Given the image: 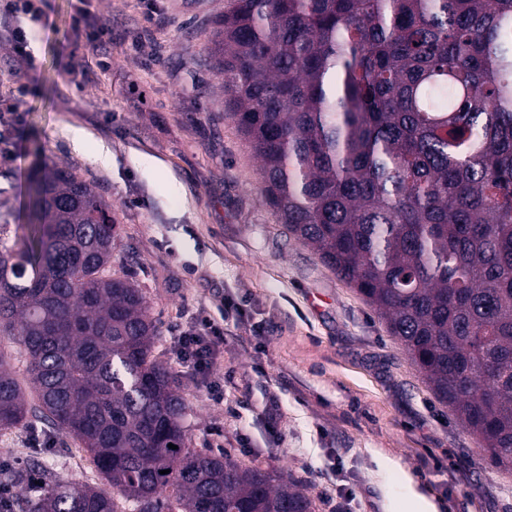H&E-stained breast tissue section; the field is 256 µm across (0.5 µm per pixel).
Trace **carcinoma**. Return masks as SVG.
Returning a JSON list of instances; mask_svg holds the SVG:
<instances>
[{
    "label": "carcinoma",
    "instance_id": "carcinoma-1",
    "mask_svg": "<svg viewBox=\"0 0 512 512\" xmlns=\"http://www.w3.org/2000/svg\"><path fill=\"white\" fill-rule=\"evenodd\" d=\"M208 58L288 235L512 471V0H227ZM25 219L0 255V336L26 356L22 383L0 347V431L33 415L112 492L52 480L0 512H315L296 482L189 447L96 186L48 165Z\"/></svg>",
    "mask_w": 512,
    "mask_h": 512
}]
</instances>
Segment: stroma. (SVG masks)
I'll use <instances>...</instances> for the list:
<instances>
[{
    "label": "stroma",
    "instance_id": "1",
    "mask_svg": "<svg viewBox=\"0 0 512 512\" xmlns=\"http://www.w3.org/2000/svg\"><path fill=\"white\" fill-rule=\"evenodd\" d=\"M225 0H92L111 21L109 70L83 76L96 46L77 43L72 0H42L22 18L33 64L20 125L0 86V251L29 234L18 212L43 162L93 183L117 219L114 273L140 288L160 328L155 357L174 366L180 325L218 297L234 300L216 375L224 402L181 376L188 443L224 450L303 485L315 512H512V473L483 460L476 439L440 402L365 299L265 205L258 164L224 116V90L204 63ZM85 129L82 145L68 126ZM111 164H102L100 152ZM267 334L252 337L255 327ZM40 422L0 432V470L45 460L61 481L102 483L71 438Z\"/></svg>",
    "mask_w": 512,
    "mask_h": 512
}]
</instances>
